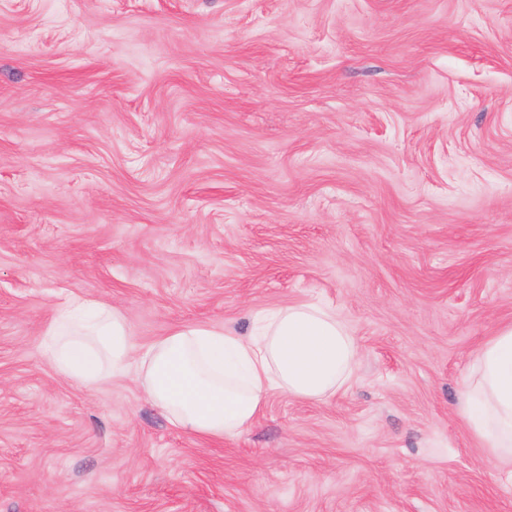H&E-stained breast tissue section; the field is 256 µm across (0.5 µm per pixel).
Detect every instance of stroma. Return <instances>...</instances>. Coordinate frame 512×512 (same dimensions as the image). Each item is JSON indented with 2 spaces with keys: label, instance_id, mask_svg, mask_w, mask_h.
<instances>
[{
  "label": "stroma",
  "instance_id": "1",
  "mask_svg": "<svg viewBox=\"0 0 512 512\" xmlns=\"http://www.w3.org/2000/svg\"><path fill=\"white\" fill-rule=\"evenodd\" d=\"M70 298L314 301L356 378L204 441L44 359ZM509 320L512 0H0V512H512L458 414Z\"/></svg>",
  "mask_w": 512,
  "mask_h": 512
}]
</instances>
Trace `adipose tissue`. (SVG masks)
<instances>
[{
	"mask_svg": "<svg viewBox=\"0 0 512 512\" xmlns=\"http://www.w3.org/2000/svg\"><path fill=\"white\" fill-rule=\"evenodd\" d=\"M253 324L246 337L185 325L140 346L121 310L74 299L56 311L41 348L61 375L87 387L136 372L170 424L216 441L252 426L271 391L321 401L352 383L357 343L335 313L306 302L259 314ZM463 393L460 414L472 437L512 463V322L485 341Z\"/></svg>",
	"mask_w": 512,
	"mask_h": 512,
	"instance_id": "ef3b65f1",
	"label": "adipose tissue"
}]
</instances>
